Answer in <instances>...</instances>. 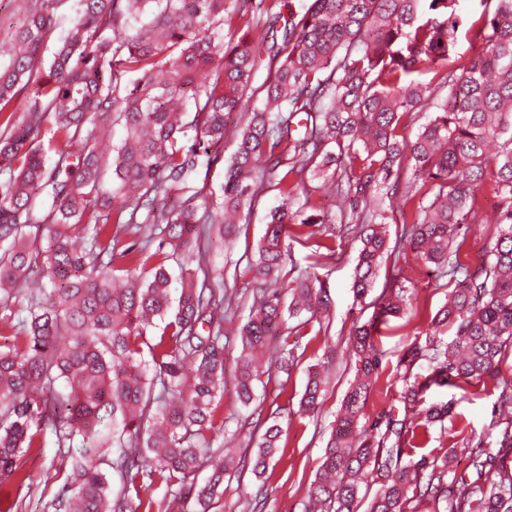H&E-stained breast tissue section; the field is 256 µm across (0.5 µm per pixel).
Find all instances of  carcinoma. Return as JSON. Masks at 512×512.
<instances>
[{
  "instance_id": "1",
  "label": "carcinoma",
  "mask_w": 512,
  "mask_h": 512,
  "mask_svg": "<svg viewBox=\"0 0 512 512\" xmlns=\"http://www.w3.org/2000/svg\"><path fill=\"white\" fill-rule=\"evenodd\" d=\"M16 2L21 20L0 42V313L17 304L25 316L0 345V512H12L5 481L21 489L20 460L50 436L79 449L43 475L60 484V512H132L135 500L150 512L142 495L155 484L195 489L210 512L224 481L265 474L278 421L254 455L224 452V314L237 290L209 255L235 242L269 189L279 204L232 273L257 284L232 368L243 406L258 399L255 355L276 344L278 372L290 375L308 326L331 307L318 278L284 279L286 239L335 222L359 239L360 300L393 260L375 319L352 332L356 371L305 512H359L368 474L383 482L366 512H512V417L494 454L437 449L431 429L452 404L430 400L438 388L465 397L491 385L512 405L502 372L512 353V0H479L474 20L464 0ZM68 10L47 64L42 48ZM462 31L479 45L465 60L454 52ZM267 60L278 65L257 87ZM425 73L432 83L417 79ZM114 125L124 137L106 155L96 138ZM230 130L236 149L215 190L200 175L221 161ZM314 181L337 197L338 220L317 208ZM485 190L496 227L473 255L462 229L484 223ZM391 222L402 225L399 249L388 246ZM410 253L447 277L426 335L453 337L406 348L395 404L370 419L385 371L375 336L413 306ZM424 361L426 373L414 372ZM324 384L322 364L311 365L300 412L319 410Z\"/></svg>"
}]
</instances>
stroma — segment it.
<instances>
[{
    "instance_id": "stroma-1",
    "label": "stroma",
    "mask_w": 512,
    "mask_h": 512,
    "mask_svg": "<svg viewBox=\"0 0 512 512\" xmlns=\"http://www.w3.org/2000/svg\"><path fill=\"white\" fill-rule=\"evenodd\" d=\"M334 244V256L322 260L315 268L308 260L311 244L295 242L291 245L296 271H315L321 280L328 283L331 309L323 317L321 325L310 326V348L302 364L292 370L279 399L280 405L289 409L288 415L280 419L284 452L277 456L274 467L268 469L263 480H256L251 472L246 471L240 480L229 483L214 512H244L245 493L261 483L268 490L266 512H303L308 486L315 476L341 400L354 375V359L348 348L353 323L358 319L369 320L373 314L372 309L361 307L351 288L359 241L350 237L338 238ZM413 292L416 305L414 319H391L379 338V347L390 371L395 369L399 355L407 346L414 342L425 343V334L418 331L421 320L434 313L446 299L444 289L436 287L427 269L421 265L414 273ZM316 362L326 366L327 384L320 411L308 417L298 413L297 403L303 391L306 367ZM431 398L453 405L454 429L444 432L437 428L433 431L442 445L462 444L474 439L482 442L487 450H495L497 425L505 417L495 392L465 397L455 389H440L433 391ZM61 463L62 455L53 446L43 448L39 456L28 461L29 486L19 493L15 512H56V491L45 487L42 474Z\"/></svg>"
}]
</instances>
